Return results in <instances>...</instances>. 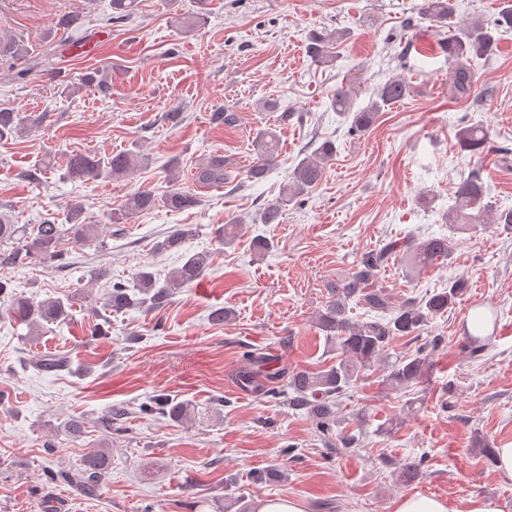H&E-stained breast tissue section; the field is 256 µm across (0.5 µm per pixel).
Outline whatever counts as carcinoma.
<instances>
[{"label": "carcinoma", "mask_w": 512, "mask_h": 512, "mask_svg": "<svg viewBox=\"0 0 512 512\" xmlns=\"http://www.w3.org/2000/svg\"><path fill=\"white\" fill-rule=\"evenodd\" d=\"M136 0H112L110 21L122 22L130 17ZM420 19L434 28L448 26L451 15L450 0H422L418 7ZM501 28L512 29V9L498 15L492 21L474 18L464 27L440 43L442 52L454 62L449 92L455 99H468L474 94L469 63L474 59L494 54L497 47L495 32ZM347 39V33L336 34L314 31L307 43V53L318 64L334 61L332 46ZM410 92V82L398 74L376 87L369 104L353 110V96L347 89H338L331 95V107L340 113L352 116L350 132L362 134L376 121L382 110L402 101ZM44 116L19 111L0 110V141L11 140L39 129ZM460 151L480 155L491 148L489 132L481 125L464 126L457 132ZM252 145L256 161L246 174L250 181L264 179L275 164L279 149L276 131L259 129ZM336 155L331 140H325L313 155L301 159L288 175L278 196L267 201L258 213L256 221L262 224H278L286 207L319 184L326 165ZM149 157L140 155V146L112 155L102 161L97 155L77 151L67 160V172L72 178L93 177L109 179L131 174L138 167H146ZM194 181L201 187L227 186L233 183L232 171L225 166L224 156L215 155L194 173ZM456 199L461 206L448 216L457 226L496 224L504 230H512V208L501 209L484 201L486 188L479 171L474 170L456 186ZM201 204L200 195L190 189L174 188L158 196L150 189H140L127 196L108 215L112 224H122L131 216L144 211L165 208L179 212ZM98 225L83 221V208L72 205L67 214V223L57 224L45 220L33 226H19L0 218V244L10 245L4 255L5 263L24 266L33 261L53 262L62 253L61 246L68 240L77 247L96 241ZM189 231L180 227L172 229L155 249L171 251L182 246ZM452 251L451 239L447 236L430 237L423 241L408 238L404 241H389L360 256L350 270L333 285L331 300L315 316V327L325 333L327 352L336 354L331 363L319 370L298 369L292 373L288 388L293 396L290 403L306 411L325 431L336 415L337 398L354 385L364 373L371 370L389 349L398 336H411L419 332L430 320L448 312L467 291V280L458 277L448 282V287L429 293L423 298L394 300L392 294L378 285L381 271L396 257H401L409 271L446 258ZM211 254L195 253L185 257L181 266L173 269L164 281L157 280L155 273L142 267L132 275L128 283L112 284L104 297V306L115 312L128 310L156 311L163 308L181 288L201 279L210 266ZM9 301V316L33 331L47 323H54L68 316L67 308L72 298L48 297L37 299L18 293L10 288V281L0 277V297ZM382 315L374 321L359 322L349 316V304ZM71 358L66 354L48 353L34 362L37 371L59 372L70 367ZM254 369L239 377L244 389L262 391L275 395V388L266 387L273 379L266 371V359H252ZM431 370L429 354L422 350L403 357L388 366L385 382L393 390H402L424 381ZM153 409L171 421L183 423L192 417L191 404L178 402L166 394H158L152 401ZM111 470L109 453L104 448L84 453L76 464L74 478L81 490L93 494L102 488Z\"/></svg>", "instance_id": "cac0c4a2"}]
</instances>
